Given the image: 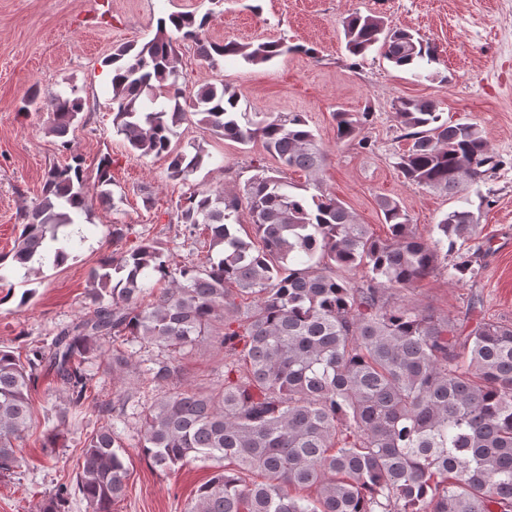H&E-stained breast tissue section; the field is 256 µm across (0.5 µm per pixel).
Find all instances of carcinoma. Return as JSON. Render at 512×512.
<instances>
[{
  "instance_id": "carcinoma-1",
  "label": "carcinoma",
  "mask_w": 512,
  "mask_h": 512,
  "mask_svg": "<svg viewBox=\"0 0 512 512\" xmlns=\"http://www.w3.org/2000/svg\"><path fill=\"white\" fill-rule=\"evenodd\" d=\"M213 16L170 13L158 18L153 39L112 53L105 65L113 73V130L132 153L167 157L169 176L187 182L210 155L198 143L178 150L172 141L198 115L243 145L261 139L284 168L307 172V184L298 192L259 164L238 194L190 192L176 205L177 219L191 234L208 231L206 263L174 268L153 240L115 248L88 274L91 304L48 352L33 349L23 360L0 348V477L20 467L42 372L64 386L63 423L94 391L90 360L106 358L120 374L133 348L155 345L169 355L147 358L144 374L161 395L147 406L127 396L85 437L75 482L60 485L41 512H66L75 495L92 512H112L128 482L115 421L129 407L142 417L139 452L152 468L213 464L185 512H512V322L481 316L477 300L461 324L389 300L437 270L444 249L457 254L450 280L477 278L479 217L454 209L425 237L399 201L381 196L389 235L377 237L323 189L327 155L301 114L250 112L223 83L186 97L170 29L213 66L226 56L266 64L298 50L282 41L211 42ZM342 28L354 57L376 49L406 69L436 61L429 45L383 16L356 11ZM31 106L49 112V132L64 138L82 120L84 100L74 89L44 100L34 89L22 110ZM333 117L337 143L367 145L361 130L369 113ZM394 117L410 140L397 162L409 184L457 196L498 165L478 125L442 119L431 99L400 98ZM111 165L105 157L97 171L109 206ZM242 207L252 226L243 236L235 228ZM87 212L81 163L52 167L40 200L20 212L21 231L0 267L10 261L30 282L45 265L64 264L85 240L78 217ZM338 269L364 276L350 282ZM160 281L168 287L142 303ZM206 336L224 349L221 388L166 389L181 376L177 354ZM110 340L129 348L110 349Z\"/></svg>"
}]
</instances>
